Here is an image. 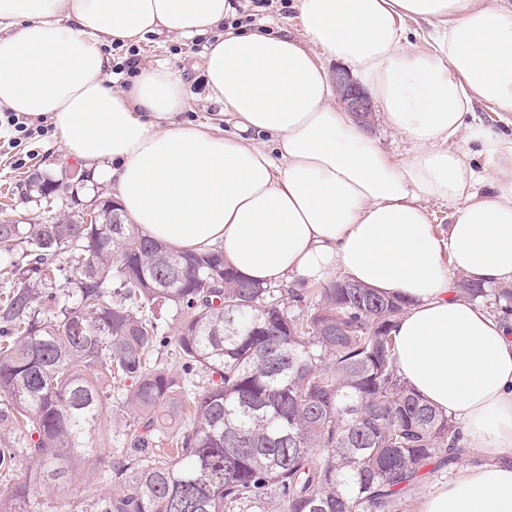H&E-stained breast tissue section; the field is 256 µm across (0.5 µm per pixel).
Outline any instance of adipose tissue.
Listing matches in <instances>:
<instances>
[{
	"label": "adipose tissue",
	"instance_id": "obj_1",
	"mask_svg": "<svg viewBox=\"0 0 512 512\" xmlns=\"http://www.w3.org/2000/svg\"><path fill=\"white\" fill-rule=\"evenodd\" d=\"M240 0H0V108L50 118L66 154L125 215L176 250H220L266 284L336 272L405 299L396 365L461 426L486 464L462 466L421 512H512V321L457 294L456 276L512 284V135L468 122L512 112V0H297L300 35L237 25ZM435 46L412 47L413 28ZM213 34L202 68L234 133L177 125L179 73L109 81L108 43ZM347 66L413 152L392 161L336 104L325 60ZM478 141L484 171L454 140ZM453 211L447 236L425 204Z\"/></svg>",
	"mask_w": 512,
	"mask_h": 512
}]
</instances>
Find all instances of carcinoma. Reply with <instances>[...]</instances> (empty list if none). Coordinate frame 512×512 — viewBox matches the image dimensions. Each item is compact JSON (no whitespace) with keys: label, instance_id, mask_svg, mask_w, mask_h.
I'll return each instance as SVG.
<instances>
[{"label":"carcinoma","instance_id":"cac0c4a2","mask_svg":"<svg viewBox=\"0 0 512 512\" xmlns=\"http://www.w3.org/2000/svg\"><path fill=\"white\" fill-rule=\"evenodd\" d=\"M0 512H394L454 422L400 376L405 301L260 285L121 224L0 223ZM173 311L172 322L160 317ZM179 360L173 370L160 355ZM117 403L129 420L100 434ZM108 466H89L101 440Z\"/></svg>","mask_w":512,"mask_h":512}]
</instances>
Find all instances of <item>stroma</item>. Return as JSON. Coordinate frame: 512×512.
Returning <instances> with one entry per match:
<instances>
[{
    "label": "stroma",
    "instance_id": "obj_1",
    "mask_svg": "<svg viewBox=\"0 0 512 512\" xmlns=\"http://www.w3.org/2000/svg\"><path fill=\"white\" fill-rule=\"evenodd\" d=\"M239 21L262 23L275 33L300 29L296 0H268L259 9L246 7ZM207 41L204 35L177 38L160 33L146 35L135 45L139 62L164 65L181 74L190 101L176 115L178 123H224L223 107L209 98L201 67ZM11 136V131L0 128V220L33 218L48 223L54 216L89 208L96 198L110 195L107 184L92 179L88 169L66 156L51 121H44L42 130L20 142H12ZM35 170L58 183L52 201L26 194L23 183Z\"/></svg>",
    "mask_w": 512,
    "mask_h": 512
}]
</instances>
